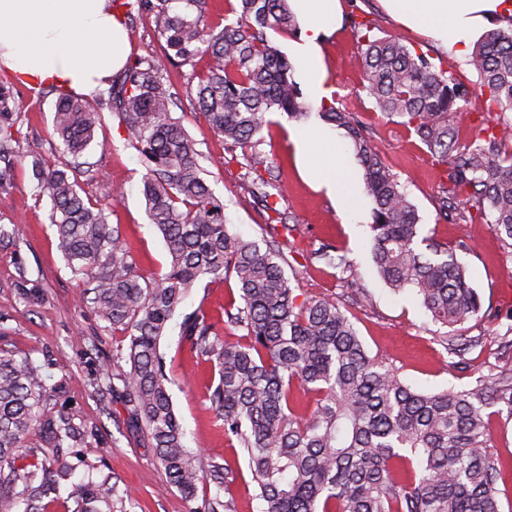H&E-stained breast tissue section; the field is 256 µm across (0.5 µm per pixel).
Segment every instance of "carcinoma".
I'll list each match as a JSON object with an SVG mask.
<instances>
[{
    "label": "carcinoma",
    "instance_id": "obj_1",
    "mask_svg": "<svg viewBox=\"0 0 512 512\" xmlns=\"http://www.w3.org/2000/svg\"><path fill=\"white\" fill-rule=\"evenodd\" d=\"M234 21L215 30L204 21L205 0H136L163 39L161 57L128 61L112 81L106 105L124 123L127 141L143 158V195L150 223L162 234L170 268L149 282L123 243L107 209L80 193L78 177H93L79 159L94 141L98 110L73 94L55 102L53 131L72 161L35 162L50 203L51 223L71 272L82 279V301L106 328L129 337L128 359L103 366L92 386L99 401L122 402L127 425L147 435L166 486L190 501L208 481L228 499L205 498L193 512H233L238 474L229 464L203 466L184 444L168 392L161 339L193 286L232 279L239 300L224 305V328L241 332L230 342L199 306L183 315L180 336L217 376L209 401L224 437L242 448L260 512H501L504 467L490 452V415L499 404L512 414V367L480 377L469 390L420 392L371 357L341 305L329 299L297 302L286 277L282 245L261 247L229 231L224 202L202 176L199 152L165 87L166 65L205 61L195 109L232 147L245 148L280 114L300 122L313 110L293 78L289 59L268 31L291 32L288 0H237ZM360 50L357 66L376 109L400 118L442 167L436 222L482 221L512 241V13L477 44L467 65L476 84L396 38H375V23L351 19ZM14 81L0 78V159L12 161L16 125ZM484 112L464 116L473 97ZM320 117L346 131L364 171L373 204L369 225L377 273L393 291L407 289L432 320L454 327L492 320L456 249L422 235L421 217L404 186L374 149L366 125L335 103ZM266 186L273 166L259 171ZM315 255L354 284L337 247ZM19 296L41 298L17 264ZM130 363L124 369L120 361ZM64 393L42 365L0 349V512H44L67 494L71 512H125L112 477L67 484L71 468L55 460L18 464L35 434L48 448H84L99 426L52 402Z\"/></svg>",
    "mask_w": 512,
    "mask_h": 512
}]
</instances>
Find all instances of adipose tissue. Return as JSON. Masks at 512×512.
Here are the masks:
<instances>
[{
    "instance_id": "adipose-tissue-1",
    "label": "adipose tissue",
    "mask_w": 512,
    "mask_h": 512,
    "mask_svg": "<svg viewBox=\"0 0 512 512\" xmlns=\"http://www.w3.org/2000/svg\"><path fill=\"white\" fill-rule=\"evenodd\" d=\"M301 22L298 59L310 102L331 96L322 42L335 29L340 0H289ZM403 26L422 28L457 54L492 28L505 0H383ZM129 45L111 0H0V61L21 79L55 83L78 92L105 87L125 64ZM293 147L303 177L351 207L356 179L345 152L325 131L295 137Z\"/></svg>"
}]
</instances>
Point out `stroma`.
Masks as SVG:
<instances>
[{
  "label": "stroma",
  "instance_id": "stroma-1",
  "mask_svg": "<svg viewBox=\"0 0 512 512\" xmlns=\"http://www.w3.org/2000/svg\"><path fill=\"white\" fill-rule=\"evenodd\" d=\"M344 15L376 21V37L393 36L411 48L439 59L444 68L467 80L475 73L465 57L447 50L421 32L396 22L380 0H342ZM127 18L130 56L160 52V37L152 17L119 7ZM358 36L348 24L324 44V62L332 96L347 111L358 115L368 127L376 151L406 187L422 218L424 234L441 243L465 240L468 250L459 252L484 308L512 313V247L494 235L487 224H446L435 220V199L442 187V169L425 145L400 119L387 118L374 110V101L362 85L354 65ZM204 63L168 71V87L175 97L174 116L180 117L200 153L199 162L208 173L215 194L223 199L231 232L258 242L275 239L284 250V271L301 297H326L346 310L370 356L394 368L415 389L436 393L446 389L472 388L489 368L512 365V338L506 323L471 320L455 327L435 324L415 293L392 292L379 278L370 250L369 226L372 203L361 197L353 209H343L316 190L300 173L291 133L319 121L310 113L303 122L273 115V123L256 136L248 153L273 164L280 184L287 189L278 209L281 217L270 220L242 179L244 153L227 149L198 112L190 92L196 86V71ZM108 89L87 94L91 106L101 107L97 144L84 158L92 163L93 178L79 177L84 196L98 201L109 213L110 224L119 226L132 256L146 280L160 278L168 269L166 244L150 223L142 194L145 168L139 153L126 140L124 127L101 103ZM55 91L36 84L17 88L15 105L23 124L19 139L23 149L34 150L43 164L62 165L67 156L52 134ZM0 226L16 228L13 239L0 244V347L30 356L35 361L51 357L45 369L51 381L64 382L65 397L84 417L97 421L103 443L88 448H62L58 455L69 464L73 480L87 473L111 475L119 490L128 492L127 512H192L194 504L176 489L165 486V477L147 439L125 425L127 413L121 402L100 404L91 381L104 362L126 350L128 339L111 333L82 302V290L68 268L49 218V203L37 187L30 161L15 164L11 183L0 190ZM329 243L343 249L353 266L356 289L343 287L335 269L317 261L313 252ZM25 265L28 278L39 285L43 298L24 303L17 290V267ZM468 336L476 347L455 356L441 345L442 336ZM174 410L185 431V445L197 452L204 464L229 462L240 478L233 495L236 512H259L253 497L251 476L240 449L224 437L208 400L210 375L178 328H171L161 342Z\"/></svg>",
  "mask_w": 512,
  "mask_h": 512
}]
</instances>
